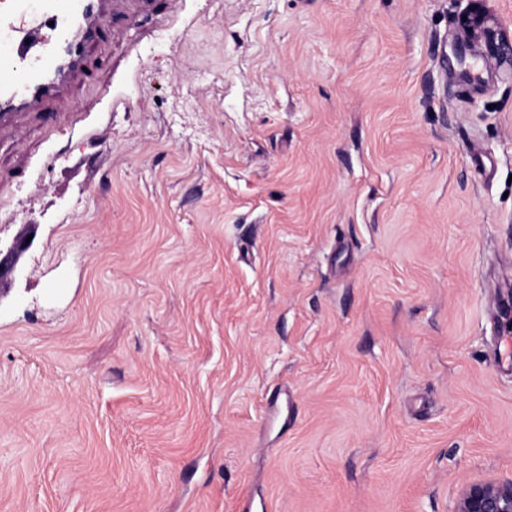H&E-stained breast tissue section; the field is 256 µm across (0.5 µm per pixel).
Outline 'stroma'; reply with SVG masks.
Instances as JSON below:
<instances>
[{
    "label": "stroma",
    "mask_w": 512,
    "mask_h": 512,
    "mask_svg": "<svg viewBox=\"0 0 512 512\" xmlns=\"http://www.w3.org/2000/svg\"><path fill=\"white\" fill-rule=\"evenodd\" d=\"M474 8L512 42V0H120L0 131V512L512 480V63L462 79Z\"/></svg>",
    "instance_id": "35a3bbf8"
}]
</instances>
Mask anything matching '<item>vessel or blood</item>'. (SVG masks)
<instances>
[{
  "mask_svg": "<svg viewBox=\"0 0 512 512\" xmlns=\"http://www.w3.org/2000/svg\"><path fill=\"white\" fill-rule=\"evenodd\" d=\"M0 0V122L11 111L28 107L55 92L68 70L61 50L92 37L104 16L90 0Z\"/></svg>",
  "mask_w": 512,
  "mask_h": 512,
  "instance_id": "1",
  "label": "vessel or blood"
}]
</instances>
